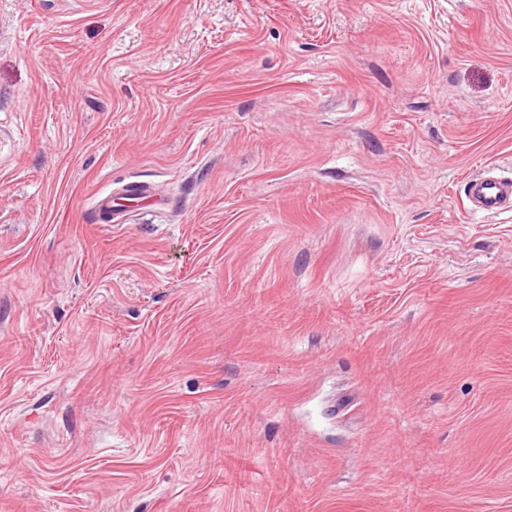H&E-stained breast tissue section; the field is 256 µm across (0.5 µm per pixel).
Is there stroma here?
Segmentation results:
<instances>
[{
    "mask_svg": "<svg viewBox=\"0 0 512 512\" xmlns=\"http://www.w3.org/2000/svg\"><path fill=\"white\" fill-rule=\"evenodd\" d=\"M508 168L512 0H0V512H512ZM467 201L481 214H496L512 210V176L479 173L464 186Z\"/></svg>",
    "mask_w": 512,
    "mask_h": 512,
    "instance_id": "35a3bbf8",
    "label": "stroma"
}]
</instances>
